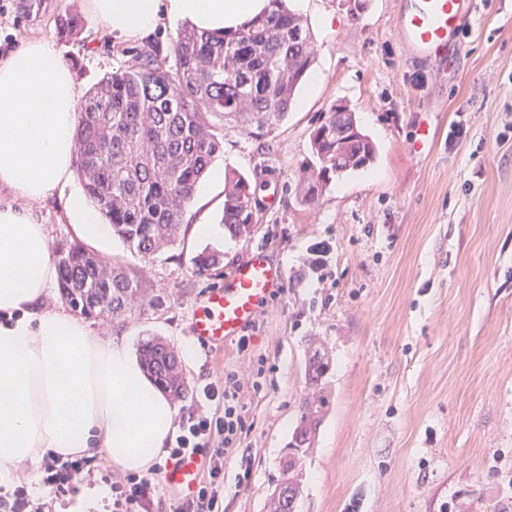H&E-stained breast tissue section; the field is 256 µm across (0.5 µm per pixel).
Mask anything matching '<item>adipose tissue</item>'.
I'll return each mask as SVG.
<instances>
[{"label": "adipose tissue", "instance_id": "adipose-tissue-1", "mask_svg": "<svg viewBox=\"0 0 512 512\" xmlns=\"http://www.w3.org/2000/svg\"><path fill=\"white\" fill-rule=\"evenodd\" d=\"M90 21L135 40L165 22L234 32L268 0H86ZM79 89L47 39L0 60V485L32 482L44 458L100 456L117 472L148 473L177 408L142 371L126 336L92 335L77 317L44 308L57 266L28 201L64 192L75 155ZM66 214L75 234L102 240L108 227L77 191Z\"/></svg>", "mask_w": 512, "mask_h": 512}]
</instances>
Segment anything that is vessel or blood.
<instances>
[{
  "label": "vessel or blood",
  "mask_w": 512,
  "mask_h": 512,
  "mask_svg": "<svg viewBox=\"0 0 512 512\" xmlns=\"http://www.w3.org/2000/svg\"><path fill=\"white\" fill-rule=\"evenodd\" d=\"M472 12V0H405L395 31L414 57L444 63L455 35L469 23ZM285 281L284 268L265 251H256L225 275L223 285L203 295L189 323L192 338L212 349L223 348L254 325ZM202 469L200 455H182L167 461L161 479L183 501L195 496Z\"/></svg>",
  "instance_id": "vessel-or-blood-1"
}]
</instances>
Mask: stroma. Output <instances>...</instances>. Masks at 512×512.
I'll return each mask as SVG.
<instances>
[{
    "label": "stroma",
    "instance_id": "1",
    "mask_svg": "<svg viewBox=\"0 0 512 512\" xmlns=\"http://www.w3.org/2000/svg\"><path fill=\"white\" fill-rule=\"evenodd\" d=\"M402 0H369L350 15L342 0H292L313 33L319 85L304 83L296 106L271 134L224 127V151L187 205L176 243L151 258L117 238L101 257L137 275L147 297L121 317L91 318L96 336L160 337L188 382L177 422L196 407L198 387L224 370L252 375L243 388L253 428L244 455L224 462V512H268L280 461L312 392L308 341L332 354L324 383L329 410L299 468L297 512H512V0H477L459 36L453 70L439 76L394 35ZM10 0L0 41H53L80 90L133 64L137 51L171 54L172 23L135 42H114L90 23L85 0ZM76 15L77 38L58 20ZM346 103L377 148L371 167L333 177L315 206L296 188L310 158L309 134ZM428 126L430 152L411 143ZM250 181L259 222L246 238L196 224L219 223L224 181ZM287 272L285 288L261 310L249 349L194 343L191 315L207 289L258 248ZM327 253L322 273L313 249ZM222 263L197 274L203 250ZM248 484L238 485L242 456Z\"/></svg>",
    "mask_w": 512,
    "mask_h": 512
}]
</instances>
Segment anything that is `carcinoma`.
Wrapping results in <instances>:
<instances>
[{
  "instance_id": "obj_1",
  "label": "carcinoma",
  "mask_w": 512,
  "mask_h": 512,
  "mask_svg": "<svg viewBox=\"0 0 512 512\" xmlns=\"http://www.w3.org/2000/svg\"><path fill=\"white\" fill-rule=\"evenodd\" d=\"M313 34L286 0L247 27L225 35L182 26L173 42L175 65L158 50L136 55L135 64L102 77L81 98L76 131V171L86 193L132 253L149 257L175 244L185 207L224 150V123L246 118V132L274 131L294 106L313 70ZM307 176L297 200L310 207L332 177L369 167L376 146L357 117L338 105L310 133ZM251 184L243 174L224 173L221 223L234 238L254 231ZM58 290L69 308L85 317L127 311L140 294L137 279L75 242H60ZM205 250L194 258L200 274L221 263ZM305 373L317 396L300 405L287 444L281 479L271 493L273 512H295L300 494L294 472L315 444L330 404L322 381L330 358L315 345ZM144 371L170 396L184 397L180 360L158 337L139 351Z\"/></svg>"
}]
</instances>
